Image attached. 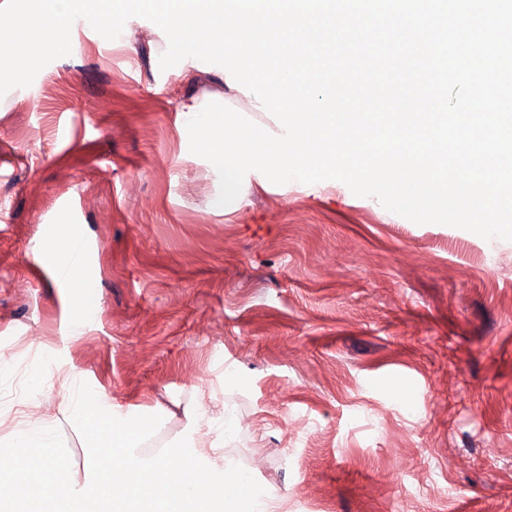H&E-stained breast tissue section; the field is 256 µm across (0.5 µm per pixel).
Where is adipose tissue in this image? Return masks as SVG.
Listing matches in <instances>:
<instances>
[{
	"instance_id": "1",
	"label": "adipose tissue",
	"mask_w": 512,
	"mask_h": 512,
	"mask_svg": "<svg viewBox=\"0 0 512 512\" xmlns=\"http://www.w3.org/2000/svg\"><path fill=\"white\" fill-rule=\"evenodd\" d=\"M59 375L73 394L56 413L44 414L34 398L15 413L0 412V512H61L70 488L87 485L96 486L97 496L83 512H236L234 489L252 484L249 472L224 454L239 423L204 388L196 390L191 415L193 450L180 467L192 480L179 483L180 469L166 455L135 452L157 416L120 418L102 408L71 371ZM67 428L101 447L125 449L123 466L99 463L79 473L63 438Z\"/></svg>"
}]
</instances>
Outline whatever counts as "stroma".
I'll list each match as a JSON object with an SVG mask.
<instances>
[{
	"instance_id": "obj_1",
	"label": "stroma",
	"mask_w": 512,
	"mask_h": 512,
	"mask_svg": "<svg viewBox=\"0 0 512 512\" xmlns=\"http://www.w3.org/2000/svg\"><path fill=\"white\" fill-rule=\"evenodd\" d=\"M130 47L85 22L72 52L0 98V409L70 390L165 412L191 446L206 386L247 427L231 439L288 512H512V241L416 224L345 184L252 183L232 212L179 132L181 99L224 74L160 70L166 35ZM96 249V313L42 274L47 226Z\"/></svg>"
}]
</instances>
